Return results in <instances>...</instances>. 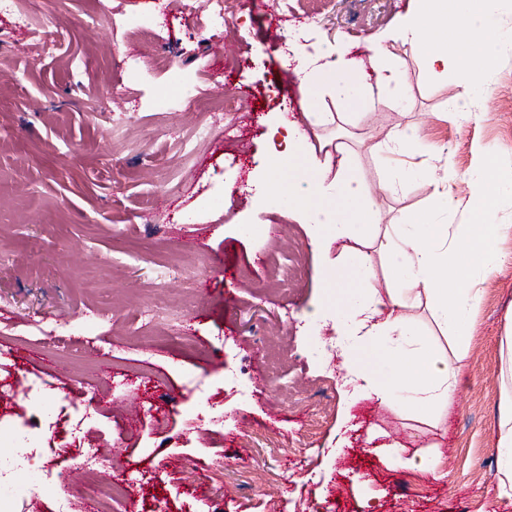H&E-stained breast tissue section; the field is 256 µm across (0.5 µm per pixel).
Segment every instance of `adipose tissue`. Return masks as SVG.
<instances>
[{"label": "adipose tissue", "mask_w": 512, "mask_h": 512, "mask_svg": "<svg viewBox=\"0 0 512 512\" xmlns=\"http://www.w3.org/2000/svg\"><path fill=\"white\" fill-rule=\"evenodd\" d=\"M390 40L408 45L437 77L454 74L457 107H466L475 92H486V71L512 49V32L498 25L490 0H412V9ZM375 83H367L364 62L344 59L330 44H321L296 68L299 90L310 102L329 95L345 109H372L375 93L402 101L407 87L401 65L384 48H376ZM305 124L282 121L271 128L273 167L270 192L285 197L301 223L321 233V248L343 242L363 270L355 288H347L344 269L328 284L335 298L338 340L344 348L345 378L360 394L379 400L395 398L398 406L420 414L456 401L460 367L420 343L408 309L432 307L438 322L452 330L472 329L471 313L480 291L467 270L491 274L503 259L501 243L511 224H499L491 205L498 179L493 150L475 145L482 164L469 178L474 221L449 231L447 225L415 218L410 227L373 230L377 200L352 171V154L342 140L312 143L310 132L334 124L331 112H309ZM385 258L392 286L380 291L376 266ZM507 352L501 368L502 391L496 429L500 454L498 499L512 500V320L506 324Z\"/></svg>", "instance_id": "adipose-tissue-1"}]
</instances>
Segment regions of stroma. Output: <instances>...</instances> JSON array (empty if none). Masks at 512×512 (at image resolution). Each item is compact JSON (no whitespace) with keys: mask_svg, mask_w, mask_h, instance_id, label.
<instances>
[{"mask_svg":"<svg viewBox=\"0 0 512 512\" xmlns=\"http://www.w3.org/2000/svg\"><path fill=\"white\" fill-rule=\"evenodd\" d=\"M279 3L274 14L269 0H234L233 24L214 30L188 0H109V19L94 25L90 0H40L60 39L51 55L0 17V428L29 424L44 461L65 474L59 495L75 502L83 449L138 463L115 512H202L217 487L224 512H512L496 500L512 242L481 282L463 346L431 308L411 311L440 353L465 351L457 401L417 415L344 386L336 330L322 317L327 261L266 188L269 126L296 120L301 106L289 41L325 39L363 61L382 41L403 65L406 102L384 99L326 133L352 148L355 175L378 191L382 224L419 213L452 231L472 223L462 180L449 207L426 180L380 191L394 178L384 147L396 128L421 124L461 176L479 163L481 143L512 181V53L487 72L488 96L473 101L482 120L460 118L453 77L431 76L387 39L409 0ZM314 12L320 22L307 27ZM176 78L204 95L231 94L237 112L203 115L174 100L155 110ZM173 253L183 273L160 280ZM49 323L83 332L51 352L39 338ZM190 374L205 380L223 424L199 425ZM35 380L47 403L31 399ZM153 402L160 413H148ZM43 409L55 411V426ZM85 410L92 417L72 437ZM371 430L399 444L396 458L380 456ZM431 455L443 460L442 478L412 467Z\"/></svg>","mask_w":512,"mask_h":512,"instance_id":"35a3bbf8","label":"stroma"}]
</instances>
